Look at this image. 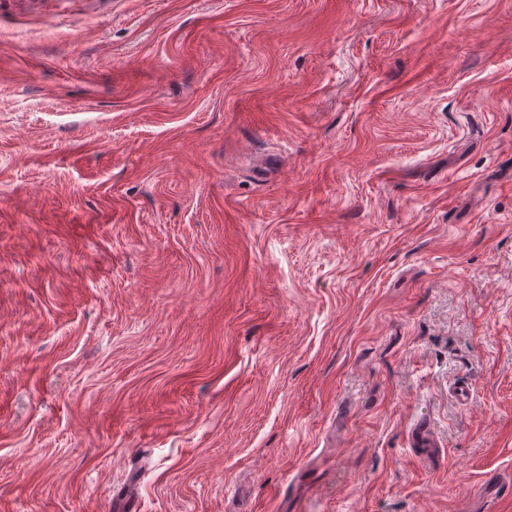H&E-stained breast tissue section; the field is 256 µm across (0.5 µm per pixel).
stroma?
<instances>
[{"label": "stroma", "mask_w": 512, "mask_h": 512, "mask_svg": "<svg viewBox=\"0 0 512 512\" xmlns=\"http://www.w3.org/2000/svg\"><path fill=\"white\" fill-rule=\"evenodd\" d=\"M0 512H512V0H0Z\"/></svg>", "instance_id": "1"}]
</instances>
